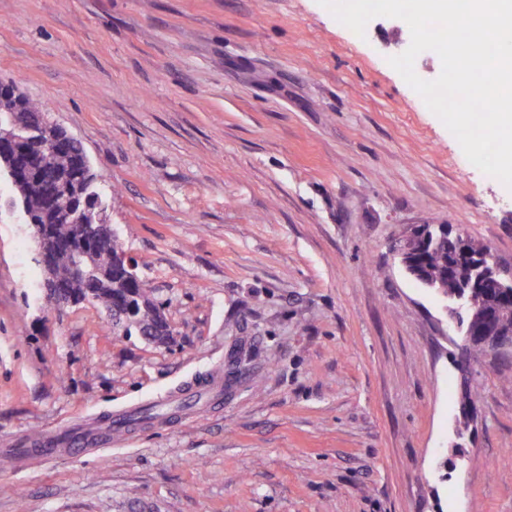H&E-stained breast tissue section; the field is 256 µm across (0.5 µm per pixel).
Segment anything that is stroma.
Returning <instances> with one entry per match:
<instances>
[{
    "instance_id": "35a3bbf8",
    "label": "stroma",
    "mask_w": 512,
    "mask_h": 512,
    "mask_svg": "<svg viewBox=\"0 0 512 512\" xmlns=\"http://www.w3.org/2000/svg\"><path fill=\"white\" fill-rule=\"evenodd\" d=\"M317 0H0V81L82 141L174 328L57 307L0 173V448L219 376L88 455L0 468V512H512V363L464 398L436 292L394 261L453 224L512 261V189Z\"/></svg>"
}]
</instances>
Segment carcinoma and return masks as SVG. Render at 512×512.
I'll list each match as a JSON object with an SVG mask.
<instances>
[{"mask_svg": "<svg viewBox=\"0 0 512 512\" xmlns=\"http://www.w3.org/2000/svg\"><path fill=\"white\" fill-rule=\"evenodd\" d=\"M0 120L22 129L41 128L47 124L44 106L28 97L16 111L10 114L0 112ZM59 148L58 153H48L35 140L23 145V156L38 158L42 174L41 189L27 190L29 208L25 220L28 224L49 225L56 243L54 276L59 284L68 286L73 282L70 242L77 237L80 225L90 222L105 224L107 219L103 195L98 190L95 178L91 177L82 143L65 136L59 142ZM75 183L83 185L84 193L77 198L71 215L59 217L42 207L40 193L49 195ZM416 257L425 281L437 288H457L467 276L464 256L448 245L446 238H437L431 245L417 248ZM93 293V303L112 317V333L137 335L152 342L160 340L156 331L167 324V318L162 303L157 301L153 289L146 282L140 279L128 283L123 277L115 275L112 284H100ZM470 304L490 312L494 317H502L506 328L512 327L511 297L495 290L474 292Z\"/></svg>", "mask_w": 512, "mask_h": 512, "instance_id": "obj_1", "label": "carcinoma"}]
</instances>
